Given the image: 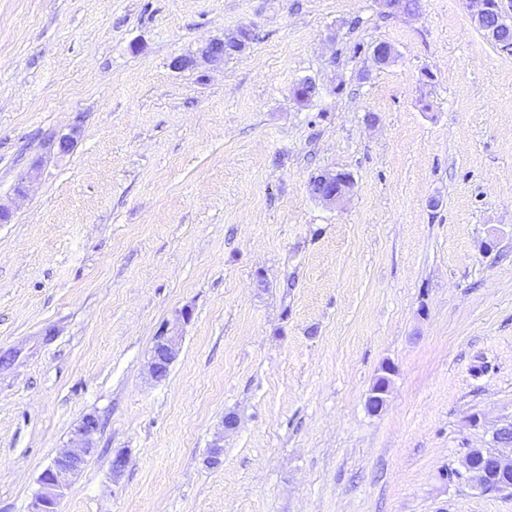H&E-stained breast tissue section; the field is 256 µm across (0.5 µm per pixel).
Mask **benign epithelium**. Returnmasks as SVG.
Here are the masks:
<instances>
[{"mask_svg":"<svg viewBox=\"0 0 512 512\" xmlns=\"http://www.w3.org/2000/svg\"><path fill=\"white\" fill-rule=\"evenodd\" d=\"M470 15L479 30L486 35L503 52H512V40L508 34L512 32V18L506 16L503 0H467ZM200 59L207 64H218L224 61V41L215 39L200 50ZM314 180L320 185L316 198L330 205L340 201L352 188L349 175L339 171H326ZM180 349L178 329L164 328L155 337L149 362V372L155 379L163 377L177 358ZM377 378L370 390L368 406L374 413L383 410L386 404L389 378L387 374ZM99 424L93 416H84L73 430L72 446L56 456L39 478V489L35 495L32 512H57L64 491L69 488L71 479L76 476L87 462L94 450L93 436L98 432ZM479 456L491 460L493 467L500 474L512 475V458L505 459L500 455L472 448L465 455V473L479 489L490 491H508L512 484L502 483L491 485L477 469L475 462Z\"/></svg>","mask_w":512,"mask_h":512,"instance_id":"obj_1","label":"benign epithelium"}]
</instances>
